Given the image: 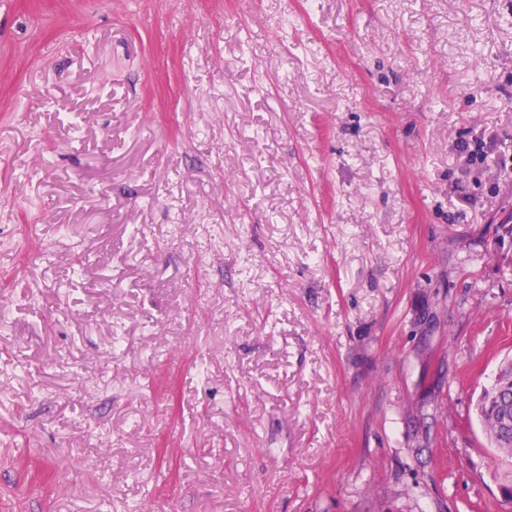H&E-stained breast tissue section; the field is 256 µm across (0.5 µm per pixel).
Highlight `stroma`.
<instances>
[{
	"mask_svg": "<svg viewBox=\"0 0 512 512\" xmlns=\"http://www.w3.org/2000/svg\"><path fill=\"white\" fill-rule=\"evenodd\" d=\"M512 0H0V512H512ZM510 402L512 404V391L509 389L497 391L495 388H485L477 405V414L482 423L483 418L489 419L494 413L497 414L499 408L504 409Z\"/></svg>",
	"mask_w": 512,
	"mask_h": 512,
	"instance_id": "stroma-1",
	"label": "stroma"
}]
</instances>
